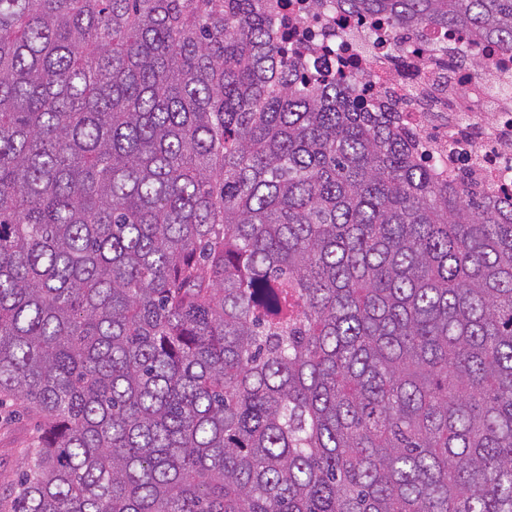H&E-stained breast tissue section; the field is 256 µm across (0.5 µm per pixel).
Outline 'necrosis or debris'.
<instances>
[{
    "mask_svg": "<svg viewBox=\"0 0 512 512\" xmlns=\"http://www.w3.org/2000/svg\"><path fill=\"white\" fill-rule=\"evenodd\" d=\"M268 18L286 57L318 72L361 79L415 131L421 153L439 170L465 168L468 183L512 201V51L450 28L422 42L389 28L355 23L340 0H269ZM484 62L480 77L467 63Z\"/></svg>",
    "mask_w": 512,
    "mask_h": 512,
    "instance_id": "obj_1",
    "label": "necrosis or debris"
}]
</instances>
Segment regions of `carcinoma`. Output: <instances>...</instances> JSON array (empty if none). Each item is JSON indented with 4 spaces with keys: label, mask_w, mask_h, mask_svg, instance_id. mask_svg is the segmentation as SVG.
<instances>
[{
    "label": "carcinoma",
    "mask_w": 512,
    "mask_h": 512,
    "mask_svg": "<svg viewBox=\"0 0 512 512\" xmlns=\"http://www.w3.org/2000/svg\"><path fill=\"white\" fill-rule=\"evenodd\" d=\"M512 49V0H342ZM263 0H0V512H512V202ZM35 420L33 412L18 415L12 408L0 409L1 492L18 478L25 448H30L35 440Z\"/></svg>",
    "instance_id": "cac0c4a2"
}]
</instances>
